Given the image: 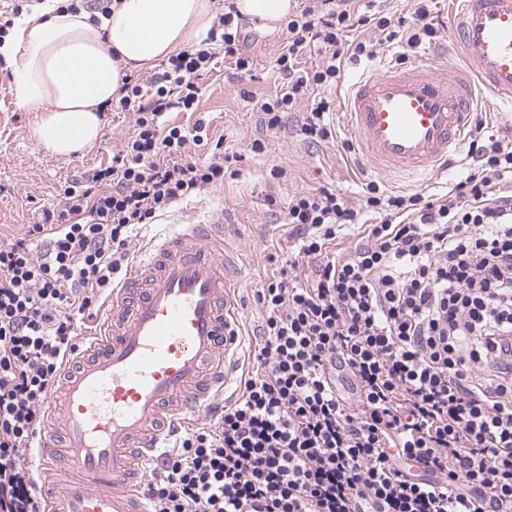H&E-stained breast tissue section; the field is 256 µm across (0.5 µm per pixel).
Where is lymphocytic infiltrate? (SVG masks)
<instances>
[{
	"instance_id": "obj_1",
	"label": "lymphocytic infiltrate",
	"mask_w": 512,
	"mask_h": 512,
	"mask_svg": "<svg viewBox=\"0 0 512 512\" xmlns=\"http://www.w3.org/2000/svg\"><path fill=\"white\" fill-rule=\"evenodd\" d=\"M412 19L306 0L275 60L281 90L260 103L266 128L303 102L307 142L333 139L330 90L344 62L378 53L354 31L408 51L435 40L428 0ZM244 26L221 14L198 47L149 78H125L116 106L134 113L135 129L111 166L68 183L24 237L0 243V512H44L24 464L39 408L78 351V315L119 280L127 240L223 184V153L183 157L204 142L203 123L166 129L162 119L198 110L215 42L251 73ZM315 46L323 63L302 69ZM465 163L439 197L371 180L358 207L328 188L289 199L298 239L256 291L255 370L214 426L168 450L145 488L151 512H512V135L475 123ZM350 226L356 243L331 253Z\"/></svg>"
}]
</instances>
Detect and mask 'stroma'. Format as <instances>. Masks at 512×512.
I'll use <instances>...</instances> for the list:
<instances>
[{
	"label": "stroma",
	"instance_id": "obj_1",
	"mask_svg": "<svg viewBox=\"0 0 512 512\" xmlns=\"http://www.w3.org/2000/svg\"><path fill=\"white\" fill-rule=\"evenodd\" d=\"M247 33L242 49L254 61L252 75L239 76L231 61L216 58L213 69L199 79L202 96L198 113L173 111L168 116L171 125L187 129L197 118H204L209 141L201 146L189 145V156L205 157L209 142L222 141L225 152L242 156L234 165V174L225 175L223 185L177 202L155 223L138 229L124 250L128 258H136L146 241L171 229L184 216L222 213L239 224L236 247L242 268L238 320L244 341L241 354L249 369L258 349L255 330L263 316L255 292L273 267L272 257L286 256L296 242L292 225L282 221L280 204L298 193L327 187L344 194L356 206L363 183L375 177L392 191L443 194L461 179L463 168L455 163L439 177L419 182L377 176L352 151V140L338 112L333 115L335 140L318 146L300 135L303 112L299 109L285 114L280 130L265 131L257 102L280 90L282 80L274 60L287 31L282 24L273 30L253 25ZM9 81L8 71L0 68V242L23 237L42 207L55 202L67 182L111 165L113 155L122 150L135 124L133 113L104 112L100 137L91 148L69 157L51 155L38 147L33 136L36 113L19 110L10 100ZM257 139L266 145L260 155L250 151ZM275 166L284 168L286 177L272 178L270 170ZM271 197L277 199V206L268 205Z\"/></svg>",
	"mask_w": 512,
	"mask_h": 512
}]
</instances>
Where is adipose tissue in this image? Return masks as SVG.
Instances as JSON below:
<instances>
[{"mask_svg": "<svg viewBox=\"0 0 512 512\" xmlns=\"http://www.w3.org/2000/svg\"><path fill=\"white\" fill-rule=\"evenodd\" d=\"M247 21L273 28L294 0H233ZM218 16L215 0H114L109 16L61 13L55 0L17 17L0 39L18 109L33 112L38 144L68 156L93 146L101 114L117 99L122 79L148 72L197 45Z\"/></svg>", "mask_w": 512, "mask_h": 512, "instance_id": "obj_1", "label": "adipose tissue"}]
</instances>
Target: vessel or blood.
Here are the masks:
<instances>
[{"mask_svg": "<svg viewBox=\"0 0 512 512\" xmlns=\"http://www.w3.org/2000/svg\"><path fill=\"white\" fill-rule=\"evenodd\" d=\"M455 60L364 70L342 100L362 159L427 177L477 119L478 94L512 111V0H448ZM223 220L189 218L149 242L112 291L98 333L44 406L45 512H149L145 481L174 434L238 378L242 335Z\"/></svg>", "mask_w": 512, "mask_h": 512, "instance_id": "b4317fda", "label": "vessel or blood"}]
</instances>
